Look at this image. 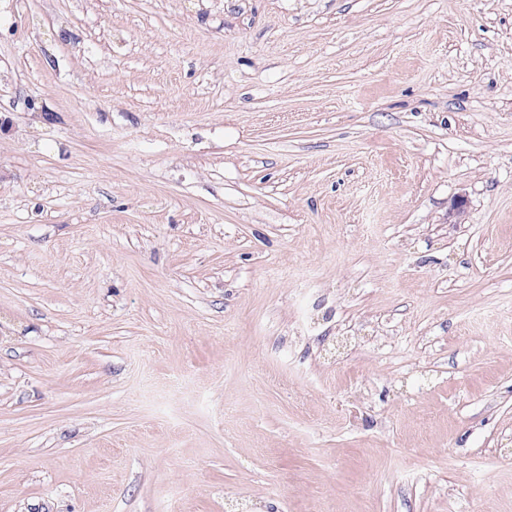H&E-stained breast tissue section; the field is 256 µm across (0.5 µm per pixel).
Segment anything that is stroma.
Wrapping results in <instances>:
<instances>
[{
	"instance_id": "35a3bbf8",
	"label": "stroma",
	"mask_w": 512,
	"mask_h": 512,
	"mask_svg": "<svg viewBox=\"0 0 512 512\" xmlns=\"http://www.w3.org/2000/svg\"><path fill=\"white\" fill-rule=\"evenodd\" d=\"M0 512H512V0H0Z\"/></svg>"
}]
</instances>
